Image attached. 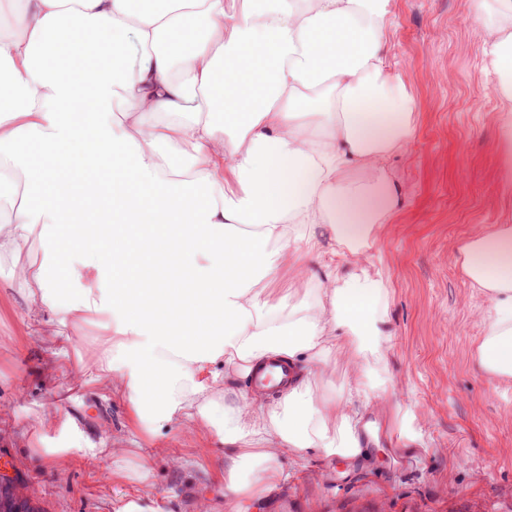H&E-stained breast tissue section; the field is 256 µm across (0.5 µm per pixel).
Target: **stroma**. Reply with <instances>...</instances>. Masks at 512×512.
Listing matches in <instances>:
<instances>
[{
    "label": "stroma",
    "instance_id": "35a3bbf8",
    "mask_svg": "<svg viewBox=\"0 0 512 512\" xmlns=\"http://www.w3.org/2000/svg\"><path fill=\"white\" fill-rule=\"evenodd\" d=\"M467 0H393L388 55L415 100L416 133L391 160L407 203L383 225L372 261L388 284L387 391L366 407L362 455L284 454L287 482L260 500L224 493L233 452L203 422L140 424L92 362L109 334L90 315L59 329L0 260V465L37 512H512V384L483 372L476 347L489 309L459 248L501 222L492 200L498 101ZM412 410L421 441L406 448ZM111 456H50L64 425Z\"/></svg>",
    "mask_w": 512,
    "mask_h": 512
}]
</instances>
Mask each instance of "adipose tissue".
<instances>
[{
	"instance_id": "adipose-tissue-1",
	"label": "adipose tissue",
	"mask_w": 512,
	"mask_h": 512,
	"mask_svg": "<svg viewBox=\"0 0 512 512\" xmlns=\"http://www.w3.org/2000/svg\"><path fill=\"white\" fill-rule=\"evenodd\" d=\"M392 0H23L0 34V167L20 158L0 259L39 240L21 285L60 326L107 316L95 362L140 422L220 425L224 488L287 478L285 452L358 456L360 406L385 391L379 225L404 192L388 168L416 102L387 56ZM499 102L503 224L460 249L490 306L480 369L512 380V0H468ZM108 282L73 287V251ZM325 258L315 294L307 261ZM278 306L269 288L283 274ZM342 360L353 398L321 396ZM272 363L277 402L224 388Z\"/></svg>"
}]
</instances>
